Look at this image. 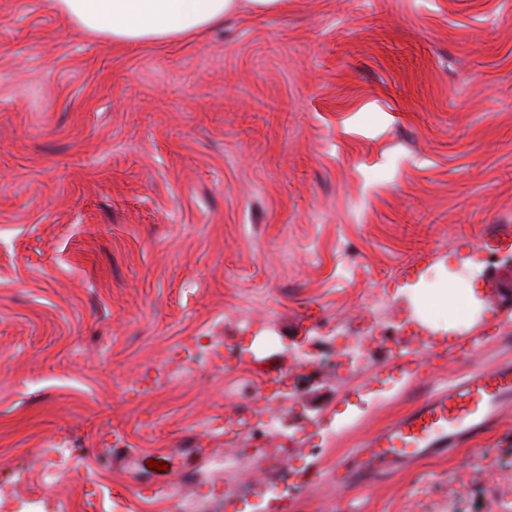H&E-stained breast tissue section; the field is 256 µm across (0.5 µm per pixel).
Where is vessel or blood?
I'll list each match as a JSON object with an SVG mask.
<instances>
[{
    "instance_id": "vessel-or-blood-1",
    "label": "vessel or blood",
    "mask_w": 512,
    "mask_h": 512,
    "mask_svg": "<svg viewBox=\"0 0 512 512\" xmlns=\"http://www.w3.org/2000/svg\"><path fill=\"white\" fill-rule=\"evenodd\" d=\"M512 406V365L475 370L425 396L342 462L338 481H364L413 460L448 452L464 437L493 427Z\"/></svg>"
}]
</instances>
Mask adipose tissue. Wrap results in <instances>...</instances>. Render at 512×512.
Returning a JSON list of instances; mask_svg holds the SVG:
<instances>
[{
  "label": "adipose tissue",
  "mask_w": 512,
  "mask_h": 512,
  "mask_svg": "<svg viewBox=\"0 0 512 512\" xmlns=\"http://www.w3.org/2000/svg\"><path fill=\"white\" fill-rule=\"evenodd\" d=\"M77 28L125 46L186 40L223 25L242 9L278 12L286 0H55Z\"/></svg>",
  "instance_id": "ef3b65f1"
}]
</instances>
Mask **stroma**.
Segmentation results:
<instances>
[{"mask_svg":"<svg viewBox=\"0 0 512 512\" xmlns=\"http://www.w3.org/2000/svg\"><path fill=\"white\" fill-rule=\"evenodd\" d=\"M481 263L478 314L446 288ZM512 0H288L195 39L113 46L52 0H0V480L92 512L174 484L211 420L283 397L288 512H504L512 410L366 485L338 459L464 376L512 361ZM387 324L353 371L294 367L314 335ZM234 368L153 371L192 336ZM267 363L254 374L256 362ZM126 445L113 449V432ZM60 443L54 486L38 450ZM162 461L166 470L148 468Z\"/></svg>","mask_w":512,"mask_h":512,"instance_id":"obj_1","label":"stroma"}]
</instances>
